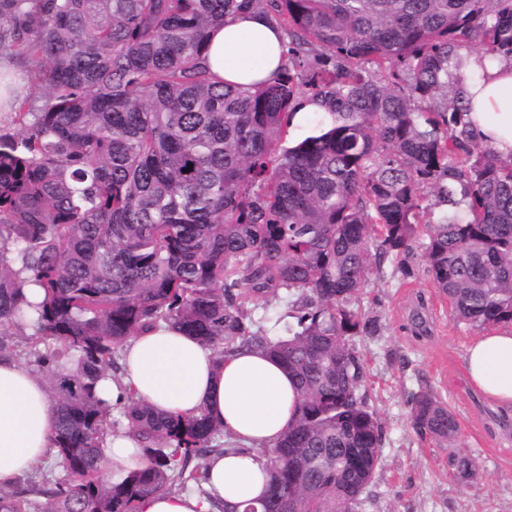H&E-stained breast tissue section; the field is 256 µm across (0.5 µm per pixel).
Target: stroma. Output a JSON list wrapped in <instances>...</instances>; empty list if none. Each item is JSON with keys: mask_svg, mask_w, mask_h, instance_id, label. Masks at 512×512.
<instances>
[{"mask_svg": "<svg viewBox=\"0 0 512 512\" xmlns=\"http://www.w3.org/2000/svg\"><path fill=\"white\" fill-rule=\"evenodd\" d=\"M351 308L379 325L377 335L353 339L365 361L367 402L383 433L382 463L359 512H512V435L495 425L496 405L466 377L464 349L479 327L455 317L420 262L407 275L392 257L373 269ZM416 311L429 326L420 340L410 331ZM423 389L456 413L461 431L454 447L415 432L410 399ZM454 450L477 460V479L456 473L449 462Z\"/></svg>", "mask_w": 512, "mask_h": 512, "instance_id": "1", "label": "stroma"}]
</instances>
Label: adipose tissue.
<instances>
[{
    "label": "adipose tissue",
    "mask_w": 512,
    "mask_h": 512,
    "mask_svg": "<svg viewBox=\"0 0 512 512\" xmlns=\"http://www.w3.org/2000/svg\"><path fill=\"white\" fill-rule=\"evenodd\" d=\"M283 32L266 15L248 13L226 19L211 30L206 63L231 84L271 77L281 64ZM470 114L478 138L502 159L512 158V59L487 65L468 83ZM471 386L490 403L512 406V328L498 327L475 336L466 348ZM120 379L104 378L99 387L111 404L128 394L172 414L206 411L233 442L228 453L202 462L207 489L197 496L162 492L139 499L136 512H237L259 499L266 486L262 449L273 448L297 417L294 380L269 355L239 350L217 359L198 337L160 327L131 337L124 346ZM55 403L45 382L12 359L0 361V485L16 482L54 454ZM109 472L123 474L147 462L138 439L125 431L104 441Z\"/></svg>",
    "instance_id": "obj_1"
}]
</instances>
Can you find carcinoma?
Listing matches in <instances>:
<instances>
[{"label": "carcinoma", "mask_w": 512, "mask_h": 512, "mask_svg": "<svg viewBox=\"0 0 512 512\" xmlns=\"http://www.w3.org/2000/svg\"><path fill=\"white\" fill-rule=\"evenodd\" d=\"M262 12L286 34L280 70L220 83L210 31ZM30 64L0 134V358L30 331L55 395L65 475L0 497V512H134L142 497L202 486L195 457L228 445L205 412L173 416L129 395L112 418L98 383L127 340L166 325L217 362L268 352L299 391L298 418L266 456L260 507L355 512L381 463L365 364L376 321L350 309L372 265L424 272L461 320L512 325V160L466 121V84L512 57V0H0V54ZM371 64L368 69L365 64ZM320 118L288 141L297 101ZM41 288L31 302L24 286ZM288 312L278 339L252 313ZM414 428L454 445L456 414L431 391ZM127 424L148 466L99 479L102 444ZM477 478V462L452 456Z\"/></svg>", "instance_id": "carcinoma-1"}]
</instances>
